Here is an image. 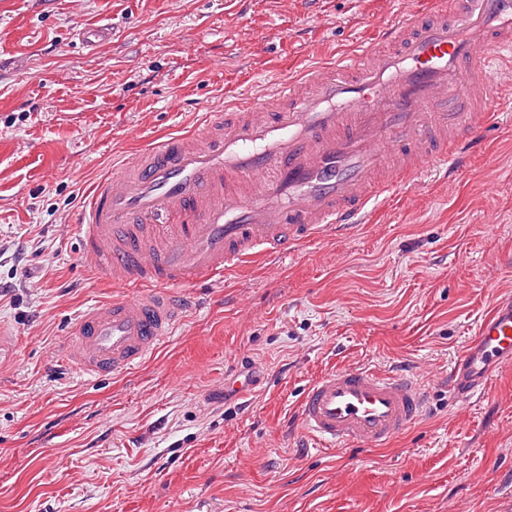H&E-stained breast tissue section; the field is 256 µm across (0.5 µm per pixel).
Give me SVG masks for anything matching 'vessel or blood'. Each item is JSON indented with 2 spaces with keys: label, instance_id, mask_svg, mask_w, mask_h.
Here are the masks:
<instances>
[{
  "label": "vessel or blood",
  "instance_id": "b4317fda",
  "mask_svg": "<svg viewBox=\"0 0 512 512\" xmlns=\"http://www.w3.org/2000/svg\"><path fill=\"white\" fill-rule=\"evenodd\" d=\"M379 50L352 51L205 114L97 181L77 222L83 258L123 297L81 310L60 349L64 367L96 379L153 358L205 283L246 258L291 256L342 238L367 209L400 197L428 167L466 168L484 149L512 88V0H441L378 29ZM512 365V297L499 298L449 368L466 401ZM426 409L405 372L336 368L306 388L301 433L326 448L387 446Z\"/></svg>",
  "mask_w": 512,
  "mask_h": 512
}]
</instances>
